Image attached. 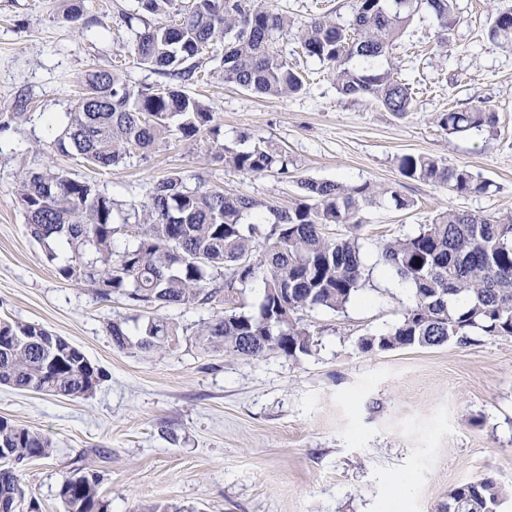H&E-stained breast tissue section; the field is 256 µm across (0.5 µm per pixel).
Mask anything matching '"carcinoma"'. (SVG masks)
I'll return each instance as SVG.
<instances>
[{"mask_svg":"<svg viewBox=\"0 0 512 512\" xmlns=\"http://www.w3.org/2000/svg\"><path fill=\"white\" fill-rule=\"evenodd\" d=\"M441 31L457 20L453 0H422ZM414 13L396 0H356L346 25L330 14L295 25L284 12L260 0H135L124 14L133 29L130 52L137 64L168 81L140 87L118 70L97 69L84 76L86 92L65 113L53 147L81 163L109 169L134 153L141 155L172 137L191 140L211 127L214 113L186 91L198 81L197 59L221 53L224 82L255 94L287 98L304 84L294 66L275 48L281 34L295 29L303 54L328 67L336 90L367 99L395 115L414 110L412 87L379 60L389 53ZM489 37L512 44V7L494 9ZM353 59L365 64L357 70ZM451 134L494 131L496 113L483 106L441 115ZM242 173L288 174V152L258 141L224 155ZM403 177L457 193H484L490 184L465 167L426 155L399 159ZM17 199L30 236L67 281L87 282L109 299L122 296L141 308V317L109 326L119 350L166 348L177 326L157 311L202 308L232 302L251 284L262 283L256 311L228 307L200 323L205 350L222 349L245 360L280 354L297 360L311 353L313 335L300 323L307 310L343 311L360 295L372 274L359 231L365 207L413 202L395 187L365 182L305 179L301 193L286 205L220 191L191 188L171 174L154 182L147 200L130 210L88 181L44 167L16 174ZM331 224L348 228L332 238ZM126 238L114 248L115 237ZM379 263L411 284L412 303L390 329L363 337L358 349L380 353L412 347L467 344L476 335L512 336V214L496 219L448 209L428 224L388 241ZM35 325L0 322V385L48 396L88 398L108 377L106 371L70 342L45 344L31 338ZM51 439L27 426L0 419V453L45 458ZM100 479L73 468L60 485L65 512H108L98 491ZM25 500L19 470L0 464V497ZM509 489L490 475L455 487L451 512H497Z\"/></svg>","mask_w":512,"mask_h":512,"instance_id":"carcinoma-1","label":"carcinoma"}]
</instances>
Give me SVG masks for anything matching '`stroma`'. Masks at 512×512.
<instances>
[{
  "instance_id": "35a3bbf8",
  "label": "stroma",
  "mask_w": 512,
  "mask_h": 512,
  "mask_svg": "<svg viewBox=\"0 0 512 512\" xmlns=\"http://www.w3.org/2000/svg\"><path fill=\"white\" fill-rule=\"evenodd\" d=\"M132 0H85L69 22L64 0H0V319L41 325L108 373L93 396L66 398L0 385V417L53 439L50 458L21 470L38 512H65L66 472L99 473L110 512H437L456 485L489 474L512 485V336L467 345L360 353L361 337L397 322L409 286L377 264L383 244L453 208L497 218L512 213V46L487 34L489 0H454L459 22L447 34L419 11L384 61L411 83L414 111L402 116L341 96L319 62L293 37L279 50L307 84L284 99L224 81L219 58L202 56L203 82L189 85L215 114L218 133L174 138L109 170L50 152L89 70L121 65L140 86L157 74L133 61L123 14ZM296 22L325 12L348 23L355 0H267ZM483 105L498 115L493 134H451L438 119ZM23 111V121L11 115ZM265 140L294 162L285 175L243 174L219 150ZM405 154L432 156L490 181L460 194L404 178ZM87 180L126 205L144 200L170 174L192 185L285 203L301 180L371 182L413 200L407 210L367 207L361 238L373 273L344 311L302 316L314 334L310 355L246 361L201 349L207 310L169 308L178 324L169 349L119 350L112 320L139 316L121 298L63 280L27 233L15 174L45 165Z\"/></svg>"
}]
</instances>
